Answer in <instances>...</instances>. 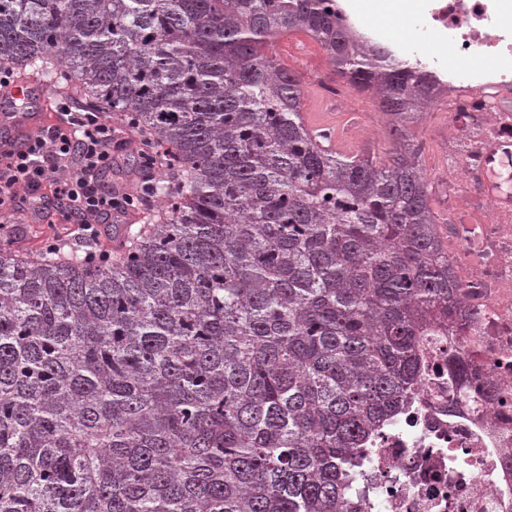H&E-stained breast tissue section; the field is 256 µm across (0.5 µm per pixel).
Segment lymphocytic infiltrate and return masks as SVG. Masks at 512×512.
Masks as SVG:
<instances>
[{
    "instance_id": "obj_1",
    "label": "lymphocytic infiltrate",
    "mask_w": 512,
    "mask_h": 512,
    "mask_svg": "<svg viewBox=\"0 0 512 512\" xmlns=\"http://www.w3.org/2000/svg\"><path fill=\"white\" fill-rule=\"evenodd\" d=\"M120 142L99 112H61L58 123L29 137L24 149L0 148V211H11L18 188L49 192L63 221H76L80 242L98 241L104 224L120 221L127 193L104 186L103 172L121 165Z\"/></svg>"
}]
</instances>
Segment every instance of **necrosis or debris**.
I'll return each instance as SVG.
<instances>
[{
  "instance_id": "4bbe7bcc",
  "label": "necrosis or debris",
  "mask_w": 512,
  "mask_h": 512,
  "mask_svg": "<svg viewBox=\"0 0 512 512\" xmlns=\"http://www.w3.org/2000/svg\"><path fill=\"white\" fill-rule=\"evenodd\" d=\"M401 2L403 44L350 0L336 11L446 99L423 152L448 185L438 230L462 329L433 340L410 401L369 442L350 512H512V0Z\"/></svg>"
}]
</instances>
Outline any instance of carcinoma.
<instances>
[{
  "instance_id": "1",
  "label": "carcinoma",
  "mask_w": 512,
  "mask_h": 512,
  "mask_svg": "<svg viewBox=\"0 0 512 512\" xmlns=\"http://www.w3.org/2000/svg\"><path fill=\"white\" fill-rule=\"evenodd\" d=\"M309 34L387 116L384 156L303 119L268 46ZM135 132L155 199L87 263L0 235V512H346L460 285L407 127L437 96L333 0H0V70Z\"/></svg>"
}]
</instances>
